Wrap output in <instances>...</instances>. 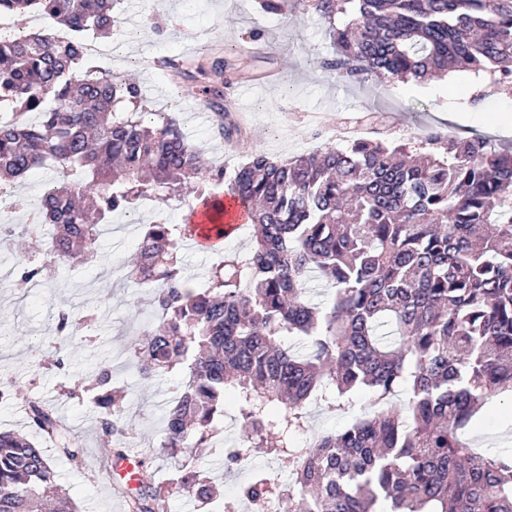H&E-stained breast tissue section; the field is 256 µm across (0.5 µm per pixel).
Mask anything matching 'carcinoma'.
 <instances>
[{
    "label": "carcinoma",
    "mask_w": 512,
    "mask_h": 512,
    "mask_svg": "<svg viewBox=\"0 0 512 512\" xmlns=\"http://www.w3.org/2000/svg\"><path fill=\"white\" fill-rule=\"evenodd\" d=\"M118 0H0V13L30 12L34 35L0 37V186L51 168L55 178L30 225L52 224L44 257L14 254L22 279L47 283L70 262L100 260L101 226L144 199L163 205L119 280L149 289L154 323L143 330L136 368L148 380L187 366L164 416L163 453L191 462L224 422L235 391L242 438L233 458L263 449L297 492L260 477L252 503L274 497L288 512H512V455H486L462 439L493 397L512 393V148L482 136L431 135L417 158L400 145L354 139L292 159L256 153L233 170L203 159L165 112H117L142 102V86L78 66L83 37L110 33ZM335 50L316 61L350 83L372 77L419 82L468 71L512 90V0H312ZM351 12L348 24L336 15ZM61 30L72 32L59 42ZM228 57L201 86L224 139ZM225 192L248 207L246 252L224 251L202 285L181 262L189 224H173L171 203ZM325 281L330 303L307 298ZM88 317L64 310L58 340ZM96 396L98 433L123 439L112 369L86 376ZM404 405L391 402L401 384ZM370 389L379 409L339 433L296 438L310 401L333 409ZM30 427L77 464L70 426L56 410L27 401ZM197 475L175 489L196 492ZM131 512H165L167 486L139 480ZM76 512L42 449L0 431V512Z\"/></svg>",
    "instance_id": "obj_1"
}]
</instances>
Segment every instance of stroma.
Instances as JSON below:
<instances>
[{
  "mask_svg": "<svg viewBox=\"0 0 512 512\" xmlns=\"http://www.w3.org/2000/svg\"><path fill=\"white\" fill-rule=\"evenodd\" d=\"M279 16L258 12L256 0H163L154 22L140 18L150 0H122L117 10L121 24L113 28L105 45L113 49L108 69L141 82L148 110L183 116L198 104L203 75L197 74V49L204 44L233 49L245 78L235 83L230 95L234 109L246 121L232 146L214 138V112L183 132L199 145L211 163L233 168L254 153L287 159L308 153L325 143H345V127L362 111L377 113L373 138L405 144L418 153L428 135L448 133L487 136L499 143L512 142V95L488 93L478 105L469 100L478 87L469 73L456 72L444 79L421 83L380 82L362 84L336 81L314 66L316 57L332 50L325 27L300 0H286ZM260 31L268 50L251 53L252 31ZM170 59L190 72L172 81L166 71L152 66V59ZM154 218L145 211L113 221L112 233L101 239L114 267L131 259L143 224ZM10 253H0V377L12 378L23 394L51 404L73 428L85 462L76 465L49 443L41 448L58 480L73 499L77 512H128L126 496L113 490L103 466L113 457L109 443L95 429L96 410L84 399L66 398V390L81 388L84 373L98 359L112 362V385L122 394L123 416L131 428L132 443L141 450L146 470L155 480L172 484L177 468L159 455L163 437V413L176 386L173 375L150 382L139 381L129 360L149 314L137 308V291L131 287L108 288L99 267L75 263L66 267L58 282L33 293L19 277L10 275ZM79 308L88 315L83 331L65 346H57L52 325L57 309ZM64 356L68 371L55 366ZM369 391L352 396V407L341 412L325 403L307 408L306 434L340 432L359 417L371 400ZM241 434L238 405L233 393L224 398V423L215 444L199 449L195 458L201 474L215 484L224 498L243 507L242 487L255 473L276 468L273 457L258 453L249 468L226 467L225 449L235 447ZM464 438L479 452L496 454L512 449V395L502 394L486 405Z\"/></svg>",
  "mask_w": 512,
  "mask_h": 512,
  "instance_id": "35a3bbf8",
  "label": "stroma"
}]
</instances>
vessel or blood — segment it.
<instances>
[{
  "label": "vessel or blood",
  "mask_w": 512,
  "mask_h": 512,
  "mask_svg": "<svg viewBox=\"0 0 512 512\" xmlns=\"http://www.w3.org/2000/svg\"><path fill=\"white\" fill-rule=\"evenodd\" d=\"M247 211L241 201L232 195L221 194L196 203L189 212L190 231L188 242L197 248H216L220 240L215 234L216 225L233 231L236 225L245 223ZM143 458L140 453L130 451L110 459V471H121L128 480H136L141 474Z\"/></svg>",
  "instance_id": "1"
}]
</instances>
